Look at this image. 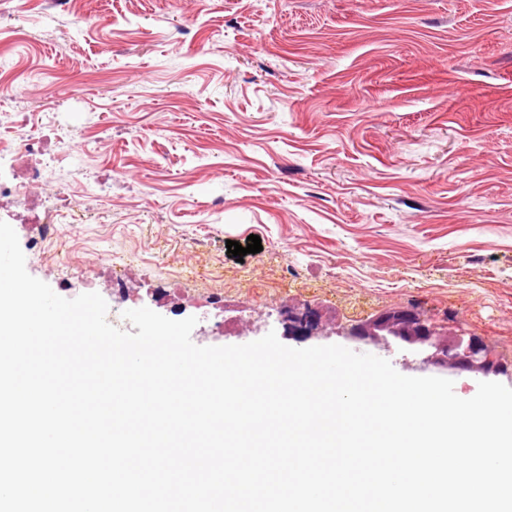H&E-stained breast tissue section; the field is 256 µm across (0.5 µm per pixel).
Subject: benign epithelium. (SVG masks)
<instances>
[{
    "mask_svg": "<svg viewBox=\"0 0 512 512\" xmlns=\"http://www.w3.org/2000/svg\"><path fill=\"white\" fill-rule=\"evenodd\" d=\"M288 331L309 334L320 328L318 319L290 308L287 312ZM336 334L354 340L410 349L419 357L422 369L430 367L489 375L499 370L482 339L466 335L462 330L443 331L422 314L407 308H392L376 317L351 327H336Z\"/></svg>",
    "mask_w": 512,
    "mask_h": 512,
    "instance_id": "7a95c632",
    "label": "benign epithelium"
}]
</instances>
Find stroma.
<instances>
[{
  "mask_svg": "<svg viewBox=\"0 0 512 512\" xmlns=\"http://www.w3.org/2000/svg\"><path fill=\"white\" fill-rule=\"evenodd\" d=\"M0 77L2 180L42 80L60 103L38 137L76 223L45 240L34 205L0 200L58 295L93 279L125 331L145 306L196 317L199 346L272 331L417 376L408 350L279 315L406 307L480 337L512 387V0H0ZM252 234L236 261L227 241ZM288 317V332L295 333L297 330L301 333L309 334L320 328L318 319L309 312H300L297 309L290 308L286 313Z\"/></svg>",
  "mask_w": 512,
  "mask_h": 512,
  "instance_id": "1",
  "label": "stroma"
}]
</instances>
